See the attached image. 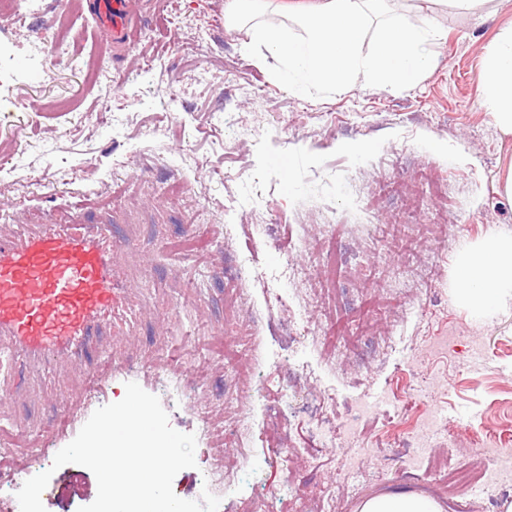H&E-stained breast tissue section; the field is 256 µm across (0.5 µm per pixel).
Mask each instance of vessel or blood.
<instances>
[{"label":"vessel or blood","mask_w":512,"mask_h":512,"mask_svg":"<svg viewBox=\"0 0 512 512\" xmlns=\"http://www.w3.org/2000/svg\"><path fill=\"white\" fill-rule=\"evenodd\" d=\"M133 0H95L101 32L137 44ZM107 224L28 231L0 238V374L20 358H82L100 330L116 322L122 291L112 269Z\"/></svg>","instance_id":"vessel-or-blood-1"}]
</instances>
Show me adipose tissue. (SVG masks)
Segmentation results:
<instances>
[{
	"label": "adipose tissue",
	"instance_id": "1",
	"mask_svg": "<svg viewBox=\"0 0 512 512\" xmlns=\"http://www.w3.org/2000/svg\"><path fill=\"white\" fill-rule=\"evenodd\" d=\"M484 103L503 134H512V30L487 49ZM461 298L480 315L512 307V232L487 234L482 244L463 253L456 272ZM357 512H444L427 494L399 490L364 499Z\"/></svg>",
	"mask_w": 512,
	"mask_h": 512
}]
</instances>
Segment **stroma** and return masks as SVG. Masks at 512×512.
Listing matches in <instances>:
<instances>
[{
  "label": "stroma",
  "mask_w": 512,
  "mask_h": 512,
  "mask_svg": "<svg viewBox=\"0 0 512 512\" xmlns=\"http://www.w3.org/2000/svg\"><path fill=\"white\" fill-rule=\"evenodd\" d=\"M92 2L30 0L0 15V236L111 225L140 316L104 329L111 365L31 362L22 378L0 376V434L57 454L92 415V391L104 406L133 381L196 436L195 467L173 480L180 498L200 499L210 464L226 461L248 478L215 489L218 512H308L331 491L335 512H356L391 489L458 512L441 473L458 442L512 434V310L478 316L455 282L461 251L512 232V135L481 104L483 59L512 28V0H488L481 18L453 0H390L439 26L428 74L407 91L359 81L326 98L292 95L250 57L246 31L224 26V0H138L151 69L99 36ZM327 252L338 283H318L302 312L270 309L289 265L317 267ZM243 264L254 278H238ZM451 329L455 350L430 351ZM343 336L353 346L340 359ZM324 392L340 422L362 394L379 410L357 438L325 447L312 406ZM62 403L77 425L52 424ZM428 409L446 445L416 474L384 469L392 439ZM353 455L364 471L354 495L336 482ZM96 495L94 474L68 464L42 502L77 512Z\"/></svg>",
  "instance_id": "1"
}]
</instances>
